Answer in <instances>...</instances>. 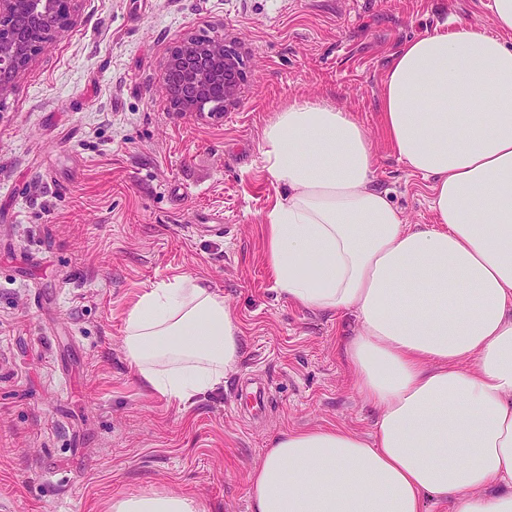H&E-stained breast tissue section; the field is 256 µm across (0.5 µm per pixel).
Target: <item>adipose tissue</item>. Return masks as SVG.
I'll return each mask as SVG.
<instances>
[{"label":"adipose tissue","mask_w":512,"mask_h":512,"mask_svg":"<svg viewBox=\"0 0 512 512\" xmlns=\"http://www.w3.org/2000/svg\"><path fill=\"white\" fill-rule=\"evenodd\" d=\"M512 0L488 28L462 20L406 41L381 88L398 161L428 180L432 221L406 223L375 182L362 126L297 98L266 124L263 168L283 192L265 260L289 302L354 315L343 343L375 412L288 430L247 483L251 512H512ZM146 391L183 402L236 371L244 332L224 296L180 275L124 314ZM109 512H200L195 496L113 495Z\"/></svg>","instance_id":"adipose-tissue-1"}]
</instances>
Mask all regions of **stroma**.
Instances as JSON below:
<instances>
[{
  "label": "stroma",
  "mask_w": 512,
  "mask_h": 512,
  "mask_svg": "<svg viewBox=\"0 0 512 512\" xmlns=\"http://www.w3.org/2000/svg\"><path fill=\"white\" fill-rule=\"evenodd\" d=\"M492 0H78L68 28L0 100V512H102L117 493H191L251 512L247 475L285 430L373 413L342 343L356 321L274 289L262 216L281 194L263 128L294 98L364 127L376 181L408 223L425 180L392 154L382 81L405 41ZM223 36L240 100L212 120L173 111L159 80L174 44ZM202 277L240 321L238 371L186 405L144 390L125 359L135 296Z\"/></svg>",
  "instance_id": "1"
}]
</instances>
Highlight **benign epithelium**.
<instances>
[{"label": "benign epithelium", "instance_id": "benign-epithelium-1", "mask_svg": "<svg viewBox=\"0 0 512 512\" xmlns=\"http://www.w3.org/2000/svg\"><path fill=\"white\" fill-rule=\"evenodd\" d=\"M30 4L29 29L13 27L20 3ZM77 0H0V66L8 76L0 75V100L11 90V77L24 71L32 58L50 48L57 35L69 24ZM165 69L183 75L188 91L179 93L166 80L160 87L177 112H222L239 98L240 63L224 38L205 41L186 39L170 52Z\"/></svg>", "mask_w": 512, "mask_h": 512}]
</instances>
